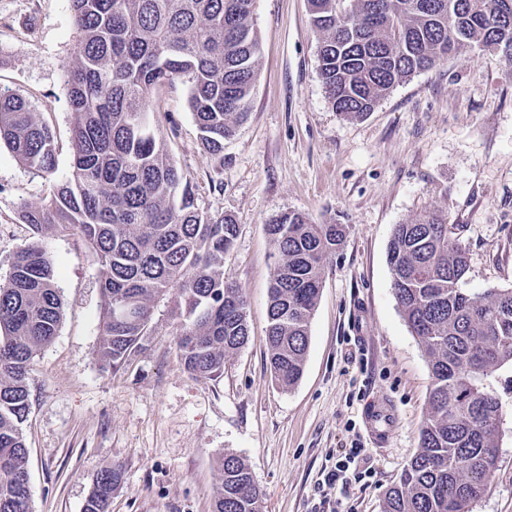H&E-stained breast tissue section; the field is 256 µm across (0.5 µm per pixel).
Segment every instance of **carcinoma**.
Here are the masks:
<instances>
[{"label": "carcinoma", "instance_id": "1", "mask_svg": "<svg viewBox=\"0 0 512 512\" xmlns=\"http://www.w3.org/2000/svg\"><path fill=\"white\" fill-rule=\"evenodd\" d=\"M256 0H70L76 25L66 63L71 175L54 180V129L25 98L0 89V141L49 192L21 207L29 236L0 279V512H31L29 366L57 335L62 302L41 246L78 230L95 252L102 320L97 355L117 370L151 334L157 303H173L177 356L206 379L249 337L246 300L224 280L237 236L228 215L199 209L150 119L151 96L179 80L205 151L224 161V140L247 120L259 78ZM319 75L333 109L361 119L399 83L462 49L512 64V13L504 0H308ZM277 253L267 342L274 380L291 388L306 362L326 260L347 225L285 212L265 225ZM400 313L428 358L432 384L419 450L386 494L384 512H472L496 467L501 403L486 380L512 367V288L463 285L465 249L447 218L426 211L394 227L388 247ZM117 468L97 476L85 512H108ZM213 512H263L249 465L224 455Z\"/></svg>", "mask_w": 512, "mask_h": 512}]
</instances>
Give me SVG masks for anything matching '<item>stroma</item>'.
Wrapping results in <instances>:
<instances>
[{
  "mask_svg": "<svg viewBox=\"0 0 512 512\" xmlns=\"http://www.w3.org/2000/svg\"><path fill=\"white\" fill-rule=\"evenodd\" d=\"M254 22L259 80L223 163L200 145L185 84L154 99L199 207L238 226L224 278L244 292L248 341L221 376L196 377L177 359L162 303L140 349L118 371H103L97 257L78 231L46 235L63 318L31 363L23 430L32 512H83L100 469L112 466L122 480L109 512H212L227 453L249 464L264 512H312L318 482L356 441L363 477L344 507L382 512L418 451L431 387L425 352L393 293L387 248L395 225L427 210L447 216L468 254L466 288L512 287V65L499 53L464 49L394 87L365 118L346 120L325 99L308 0H256ZM74 36L68 0H0V88L28 100L54 129L59 180L71 171L65 63ZM48 192V181L1 144V269L28 236L21 205ZM288 211L348 232L324 268L303 376L286 390L269 370L276 252L265 226ZM488 385L501 401L499 456L473 512H512V369ZM381 397L393 403L397 425L378 447L361 411Z\"/></svg>",
  "mask_w": 512,
  "mask_h": 512,
  "instance_id": "obj_1",
  "label": "stroma"
}]
</instances>
